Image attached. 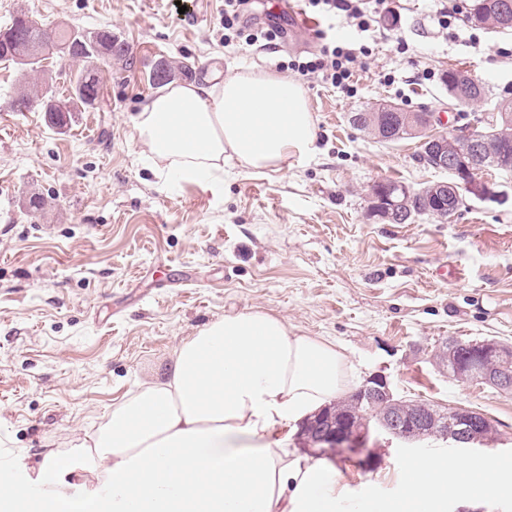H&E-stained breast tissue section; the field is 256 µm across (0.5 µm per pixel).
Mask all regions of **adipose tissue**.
<instances>
[{
  "label": "adipose tissue",
  "instance_id": "obj_1",
  "mask_svg": "<svg viewBox=\"0 0 512 512\" xmlns=\"http://www.w3.org/2000/svg\"><path fill=\"white\" fill-rule=\"evenodd\" d=\"M143 153L186 181L215 183L224 163L279 171L308 154L313 118L302 85L260 66L206 85L170 84L135 117ZM344 350L270 313L224 315L182 342L164 378L141 383L80 444L96 484L57 497V512H401L351 498L333 464L289 454L272 437L353 386ZM408 512L498 495L511 473L435 448L395 462Z\"/></svg>",
  "mask_w": 512,
  "mask_h": 512
}]
</instances>
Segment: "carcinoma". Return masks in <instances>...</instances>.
Masks as SVG:
<instances>
[{
  "mask_svg": "<svg viewBox=\"0 0 512 512\" xmlns=\"http://www.w3.org/2000/svg\"><path fill=\"white\" fill-rule=\"evenodd\" d=\"M500 0H470L467 11V21L479 25H486L500 34H511L512 25L506 27L501 20L498 7ZM68 43L72 47L71 58L84 63L79 72L75 85L76 100L64 101L68 112L78 111V107L92 105L97 97L89 96L91 91H99L100 81L98 77L99 66H112V55H123L124 49L116 48L112 33L103 31L98 33H84L78 30L59 29L49 33L46 29L34 22L28 16H18L0 31V60L15 61L26 54V45L35 43ZM455 72L450 71L446 75L445 85L448 89V100L458 103L481 101L488 98L489 89L483 83L471 86L467 97L460 98L456 93ZM493 111L497 112L496 125L490 128V134L486 136L484 153L481 164L485 168L496 167L512 160V99H501L494 105ZM409 116L407 112H394L385 118L377 112V108L363 109L352 113L351 123L358 129L367 132L380 142L392 143L403 139L418 136L414 127L407 124ZM459 204L458 197H452L451 201H442V206H430L425 209L417 199L407 200L409 220L416 216H427L442 219L443 216L452 213ZM399 415L408 419L425 412L427 415L426 428L423 437L430 438L435 434L443 435L451 433L455 428V414L451 410L438 409L435 406L418 401L403 400L397 408ZM392 414V408L383 399L369 400L360 398L353 392L345 399L326 407L324 420L343 419L356 428L370 426V422H376L380 427H385Z\"/></svg>",
  "mask_w": 512,
  "mask_h": 512,
  "instance_id": "carcinoma-1",
  "label": "carcinoma"
}]
</instances>
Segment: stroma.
<instances>
[{"label":"stroma","instance_id":"stroma-1","mask_svg":"<svg viewBox=\"0 0 512 512\" xmlns=\"http://www.w3.org/2000/svg\"><path fill=\"white\" fill-rule=\"evenodd\" d=\"M281 2L248 0L242 13L245 25L282 29L269 51L225 44L224 0H0V27L24 10L50 31H111L125 49L100 72L95 106L62 129L13 101L32 85L68 97L81 62L52 52L33 73L0 61V456L19 479L48 450L74 452L183 341L242 309L336 341L361 378L384 375L399 398L483 414L496 435L481 454L512 470V393L455 380L434 357L448 338L512 347V177L489 172L499 197L450 220L385 223L369 212L375 182L417 189L448 174L419 162V140L381 143L350 122L381 103L475 120L512 98V35L482 28L473 46L438 32L430 0H390L351 92L301 78L311 155L260 174L231 162L211 188L161 176L140 152L133 118L161 63L176 83L254 64L277 73L318 45L317 31L291 29ZM451 69L491 99L449 105ZM34 192L45 206L32 215ZM448 445L373 428L333 463L360 472L351 495L395 499L394 481L373 484L377 470Z\"/></svg>","mask_w":512,"mask_h":512}]
</instances>
